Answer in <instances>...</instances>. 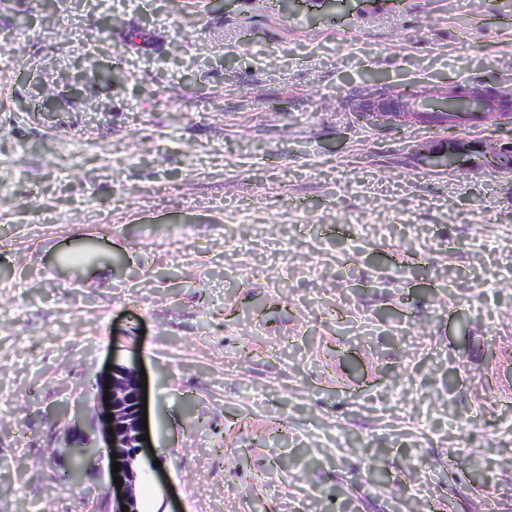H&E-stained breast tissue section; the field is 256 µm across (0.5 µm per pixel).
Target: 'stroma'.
<instances>
[{
  "label": "stroma",
  "mask_w": 512,
  "mask_h": 512,
  "mask_svg": "<svg viewBox=\"0 0 512 512\" xmlns=\"http://www.w3.org/2000/svg\"><path fill=\"white\" fill-rule=\"evenodd\" d=\"M8 33L0 512H102L58 452L113 363L146 512H512V173L336 108L371 72L512 92V0H0Z\"/></svg>",
  "instance_id": "35a3bbf8"
}]
</instances>
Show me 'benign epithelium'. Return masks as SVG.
<instances>
[{"label": "benign epithelium", "mask_w": 512, "mask_h": 512, "mask_svg": "<svg viewBox=\"0 0 512 512\" xmlns=\"http://www.w3.org/2000/svg\"><path fill=\"white\" fill-rule=\"evenodd\" d=\"M451 91L457 94H474L478 96L494 97L495 111L503 113V120L512 119V93L490 88L471 87L456 84ZM448 110L447 101L438 100L434 112H416L405 107H397L385 101L381 96H375L372 101L365 104L362 111L356 116L363 122L380 129H402L412 124H421L435 134L442 133L448 123L439 122L438 115ZM480 112H457L452 123L454 133L445 135L441 141L445 142L447 149L441 151L435 148L432 141L425 140L416 144V155L426 165L430 166L439 160L452 165L460 160L465 161L473 157L478 164L487 170L496 172H512V137L498 140L492 145L475 142L460 136L463 128L473 126L481 121ZM142 385L136 370L122 364L112 365V375L109 383V407L106 412L112 414V421L104 423L105 428L113 429L115 437L113 442L106 443V450L97 446L69 447L64 454L71 459L75 456H84L91 459L104 458L107 460V470H112L113 462H118L120 470L118 476L121 485L109 480L106 495L112 498V509L106 512H122L121 506H127V512H142L140 500L136 495V486L149 474L156 471L153 461H148V467H143L141 458L146 454V443L141 441L144 430L141 429ZM117 458H111L112 454Z\"/></svg>", "instance_id": "benign-epithelium-1"}]
</instances>
